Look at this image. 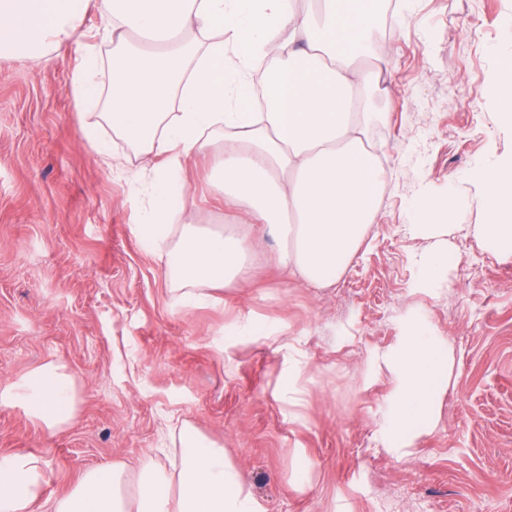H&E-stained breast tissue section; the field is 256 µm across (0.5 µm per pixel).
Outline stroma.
Segmentation results:
<instances>
[{"label": "stroma", "mask_w": 512, "mask_h": 512, "mask_svg": "<svg viewBox=\"0 0 512 512\" xmlns=\"http://www.w3.org/2000/svg\"><path fill=\"white\" fill-rule=\"evenodd\" d=\"M510 19L512 0L383 10L393 64L369 127L386 178L348 270L333 288L286 277L269 236L219 302L195 305L136 232L143 155L98 108L75 107L76 43L0 59V391L53 361L78 396L58 429L0 400V454L37 455L53 499L106 462L167 466L186 423L223 446L267 512H512V255L483 261L474 180L512 157V121L489 95L512 54ZM85 127L110 156L88 151ZM221 149L186 165L183 219L236 230L241 216L209 187ZM447 193L462 260L420 288L415 261L431 242L409 233L411 209ZM421 313L447 343L448 386L431 429L394 454L379 437L394 385L379 356ZM250 318L271 335L225 345V324ZM292 359L302 374L284 394Z\"/></svg>", "instance_id": "stroma-1"}]
</instances>
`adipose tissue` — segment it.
Segmentation results:
<instances>
[{"label": "adipose tissue", "mask_w": 512, "mask_h": 512, "mask_svg": "<svg viewBox=\"0 0 512 512\" xmlns=\"http://www.w3.org/2000/svg\"><path fill=\"white\" fill-rule=\"evenodd\" d=\"M381 0H98L112 29V81L102 88L99 55L86 47L74 70L77 107L108 98L106 120L143 154L160 158L142 199V242L164 257L182 300L196 286L241 279L264 232L277 235L272 261L288 277L329 287L342 276L378 211L384 170L368 151L365 94L378 90L369 36ZM89 0H0V56L44 54L73 40ZM272 62L266 108L253 111L251 76ZM224 132L210 178L225 208L241 212L247 232L176 223L191 191L181 173L208 152L206 130ZM490 251L512 254V160L477 172ZM445 245L417 261V282L432 285L459 264ZM381 361L394 377L380 430L391 452L409 447L438 409L447 381V347L426 320L403 327ZM54 429L77 405L65 367L41 365L7 394ZM179 462L139 463L138 490L123 492L126 466L87 471L57 498L53 512H266L223 448L191 427L179 432ZM45 478L32 454L0 455V512H33Z\"/></svg>", "instance_id": "adipose-tissue-1"}]
</instances>
